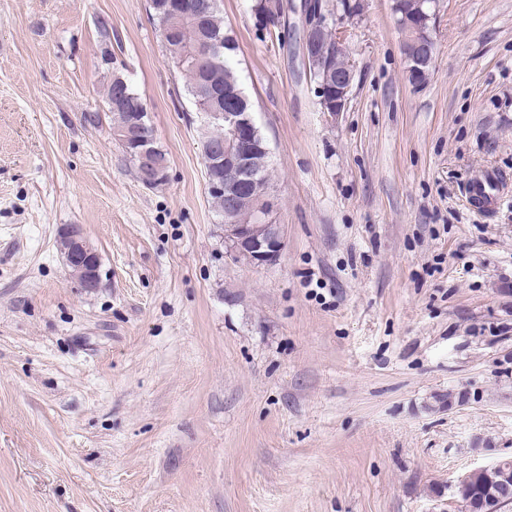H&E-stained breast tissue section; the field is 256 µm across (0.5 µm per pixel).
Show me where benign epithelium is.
<instances>
[{
  "instance_id": "obj_1",
  "label": "benign epithelium",
  "mask_w": 512,
  "mask_h": 512,
  "mask_svg": "<svg viewBox=\"0 0 512 512\" xmlns=\"http://www.w3.org/2000/svg\"><path fill=\"white\" fill-rule=\"evenodd\" d=\"M262 18L269 27L281 23L280 0H263ZM398 19L403 41L409 43L404 48L408 64L409 79L414 83H423L429 76L431 64L430 42L434 30L431 21L435 14L424 9V0H408L402 5ZM303 13L306 25L303 31L302 50L309 74L323 76L318 91L322 93L324 111L343 112L346 109L354 80L351 68L336 74L331 79L321 57L317 54L320 37L331 28L328 15L323 10L321 0H303ZM212 119L224 120V127L232 136V146L222 150L215 148L209 153L206 168L208 189L224 195V249L233 260L247 266H261L276 262L284 247L283 225L274 219V201L272 188L262 184L261 172L268 161L270 150L265 140L258 135V129L250 112H244L234 106L225 109L214 108L208 113ZM126 141L136 151L139 166L149 172L151 180L157 181L167 176L165 163L158 159L149 147V138L140 129L126 131ZM253 187L259 190L264 205L258 210L251 224H239L236 211L241 200V189ZM57 246L65 264L79 287L86 293H93L101 286V258L99 253L87 241L79 224H66L61 228ZM496 474L499 480L492 484L478 485L481 476ZM512 472L504 461L496 460L491 464L474 467L461 476L456 485V495L461 503L471 502L475 492L481 493L483 512H498L505 496Z\"/></svg>"
}]
</instances>
